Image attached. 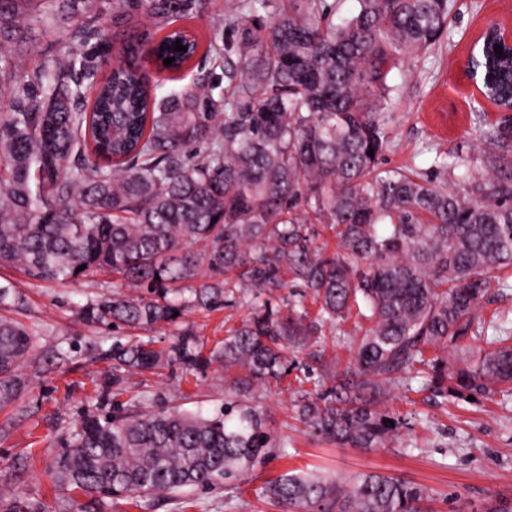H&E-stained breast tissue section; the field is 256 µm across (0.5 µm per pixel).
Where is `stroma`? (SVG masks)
<instances>
[{"label": "stroma", "instance_id": "35a3bbf8", "mask_svg": "<svg viewBox=\"0 0 512 512\" xmlns=\"http://www.w3.org/2000/svg\"><path fill=\"white\" fill-rule=\"evenodd\" d=\"M492 21L512 26V0H454L441 45L411 62L403 91L385 114L386 166L425 171L441 155L479 168L494 148L479 139L478 129L512 137V112L497 111L481 99L466 70L475 39ZM0 284L12 286L23 299L7 316L37 339L23 369L29 377L25 389L15 404L0 409V488H14L37 512H68L72 501L84 496L55 486L50 464L60 436L83 414L102 407L95 380L109 366L103 355L116 337L110 328L79 323L74 311L86 300L111 296L113 287L102 276L62 285L15 268L0 269ZM244 315L240 307L193 309L184 321L209 350ZM143 382L166 407L210 413L224 403V370L216 364L189 375L176 363L145 375ZM295 389L289 375L256 387L248 398L262 411L268 430L287 437V447L273 449L241 487L189 491L194 503L189 512H279L261 495L266 483L285 471L316 468L343 476L380 473L423 485L435 498V512H512V400L393 392L389 403L406 422L401 439L363 450L307 435L294 418Z\"/></svg>", "mask_w": 512, "mask_h": 512}]
</instances>
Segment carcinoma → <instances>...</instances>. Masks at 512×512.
Returning a JSON list of instances; mask_svg holds the SVG:
<instances>
[{"label":"carcinoma","instance_id":"cac0c4a2","mask_svg":"<svg viewBox=\"0 0 512 512\" xmlns=\"http://www.w3.org/2000/svg\"><path fill=\"white\" fill-rule=\"evenodd\" d=\"M341 2L233 0L232 41L212 36L201 53L193 27L168 25L202 17L203 0H0V268L144 291L77 311L90 326L135 330L112 344L98 379L112 409L84 416L53 460L58 487L89 498L79 512L241 486L270 449L288 447L243 398L284 378L302 351L317 362L330 347L348 351L297 412L312 435L350 448L399 439L404 421L385 398L419 379L452 396L512 395V326L453 354L485 333L490 288L512 286V161L382 168L383 114L403 89L392 73L441 41L451 4L355 0L339 18ZM135 10L153 30H133ZM74 18L68 50L30 36ZM111 26L127 37L107 69ZM178 39L187 51L174 50ZM199 54L207 73L158 96ZM479 62L486 94L509 106L512 67L491 52ZM461 167L462 189L438 180ZM301 201L315 222L294 214ZM288 286L299 299L275 301ZM234 306L247 314L223 345L206 353L183 328L156 346L153 333L188 309ZM353 316L369 327L348 341L338 329ZM34 344L0 317V409L24 388ZM174 361L190 373L223 366L224 407L155 410L149 392H131L130 377ZM263 496L282 512H433L426 488L377 473L287 471ZM0 512L37 510L1 493Z\"/></svg>","mask_w":512,"mask_h":512}]
</instances>
